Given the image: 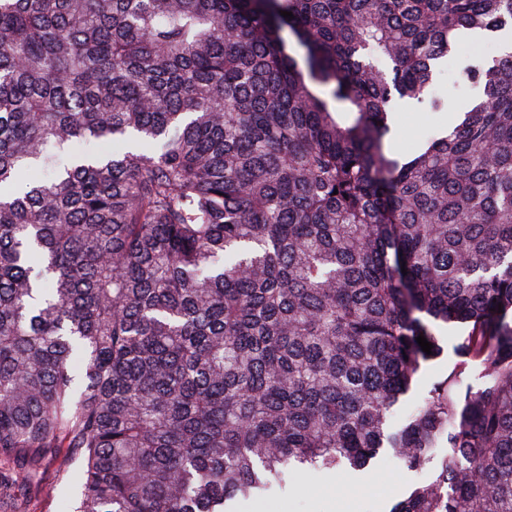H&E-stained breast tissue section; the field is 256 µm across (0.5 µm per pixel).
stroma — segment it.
<instances>
[{"label": "stroma", "mask_w": 512, "mask_h": 512, "mask_svg": "<svg viewBox=\"0 0 512 512\" xmlns=\"http://www.w3.org/2000/svg\"><path fill=\"white\" fill-rule=\"evenodd\" d=\"M481 55L480 45L465 42L449 57L439 86L445 101L441 110L431 112L411 107L396 113L389 140L395 155L412 152L424 132L452 126L467 110L475 89L463 81L461 75L476 64ZM436 332L442 351L437 357L421 362L409 392L395 407L393 422L396 426L407 423L415 406L459 361L457 347L467 335V328L461 324H442ZM34 463L38 483L31 492L28 512H58L60 496L77 492L78 465L69 460L62 448L35 455ZM434 474L431 466L419 473L410 471L384 449L361 470L345 467L312 474L294 469L288 493L248 499L241 503L238 512H340L346 498L354 500L355 512H391L418 484Z\"/></svg>", "instance_id": "35a3bbf8"}]
</instances>
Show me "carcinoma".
<instances>
[{
	"label": "carcinoma",
	"mask_w": 512,
	"mask_h": 512,
	"mask_svg": "<svg viewBox=\"0 0 512 512\" xmlns=\"http://www.w3.org/2000/svg\"><path fill=\"white\" fill-rule=\"evenodd\" d=\"M509 27L512 0H0V512L25 450L80 462L60 512H232L296 463L447 447L391 512H512V51L387 148ZM438 323L485 382L394 427ZM477 43H462L448 58L447 69L439 86V93L445 101L441 110L431 112L411 107L395 114L391 138L388 140L395 155L402 156L412 152L424 132L452 126L456 118L468 109L470 99L477 89L461 80V74L484 56L481 49L486 52L487 40Z\"/></svg>",
	"instance_id": "cac0c4a2"
}]
</instances>
